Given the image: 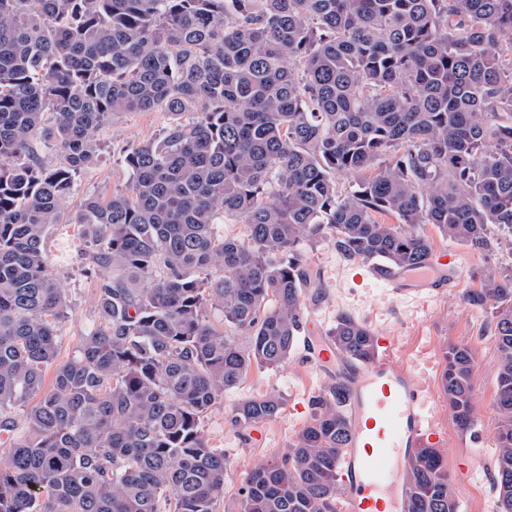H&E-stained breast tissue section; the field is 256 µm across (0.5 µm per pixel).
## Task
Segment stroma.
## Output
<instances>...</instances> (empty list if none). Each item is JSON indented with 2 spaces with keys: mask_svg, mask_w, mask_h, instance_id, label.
<instances>
[{
  "mask_svg": "<svg viewBox=\"0 0 512 512\" xmlns=\"http://www.w3.org/2000/svg\"><path fill=\"white\" fill-rule=\"evenodd\" d=\"M166 124L160 112H129L114 116L100 133L101 152L94 165L78 178L79 196H104L126 187L129 172L124 164L127 149L155 138ZM433 251L452 257L461 286L427 306L389 294L382 282L360 279L361 260L340 257L331 243L305 244L302 258L317 274L314 288L305 296V335L328 336L336 315L346 312L366 321L374 332L408 340L420 337L433 349L437 365H444L449 345L464 343L475 354L476 426L462 430L452 410H445L443 428L447 444L442 449L459 512H497L492 486L495 455L494 403L497 391L498 357L495 341L486 330L484 310L470 305L467 294L478 287L487 270L512 266V250L484 251L444 238L433 225H425ZM84 241L78 225L58 224L49 232V269L61 277L67 291L69 311L60 328L58 361L72 357L75 347L97 322L95 279L86 272ZM332 381L331 374L309 363L303 348H296L288 362L269 370L253 368L247 380L224 394L204 422L210 447L224 450L228 460L224 499L219 512H239L241 479L251 468L280 457L295 432L310 415L308 402ZM273 393L282 399L279 413L262 423L261 439L235 426L232 410L240 399Z\"/></svg>",
  "mask_w": 512,
  "mask_h": 512,
  "instance_id": "1",
  "label": "stroma"
}]
</instances>
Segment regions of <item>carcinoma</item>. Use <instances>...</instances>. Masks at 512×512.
Masks as SVG:
<instances>
[{
    "label": "carcinoma",
    "mask_w": 512,
    "mask_h": 512,
    "mask_svg": "<svg viewBox=\"0 0 512 512\" xmlns=\"http://www.w3.org/2000/svg\"><path fill=\"white\" fill-rule=\"evenodd\" d=\"M124 112L167 123L128 151L124 190L69 217ZM55 224L81 226L98 322L46 389L69 308L47 269ZM422 224L512 250V0H0V512H218L226 457L204 422L294 351L304 244L400 270L431 252ZM467 300L490 313L512 512V267ZM328 339L359 360L375 348L345 312ZM474 373L472 349L450 346L443 387L466 429ZM345 401L341 380L312 397L281 457L242 478L240 512H336ZM281 405L245 398L234 421ZM405 479L409 512H458L439 449H417Z\"/></svg>",
    "instance_id": "1"
}]
</instances>
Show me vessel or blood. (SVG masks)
<instances>
[{
	"instance_id": "obj_1",
	"label": "vessel or blood",
	"mask_w": 512,
	"mask_h": 512,
	"mask_svg": "<svg viewBox=\"0 0 512 512\" xmlns=\"http://www.w3.org/2000/svg\"><path fill=\"white\" fill-rule=\"evenodd\" d=\"M369 276L384 281L395 297L427 300L453 288L455 275L444 255L419 266L389 270L371 265ZM312 362L332 367L349 386L346 399L350 436L341 451L342 512H408L409 491L397 478V464L415 449L441 447L439 398L430 347L402 344L398 337L376 339L374 356L354 362L325 342L310 345Z\"/></svg>"
}]
</instances>
